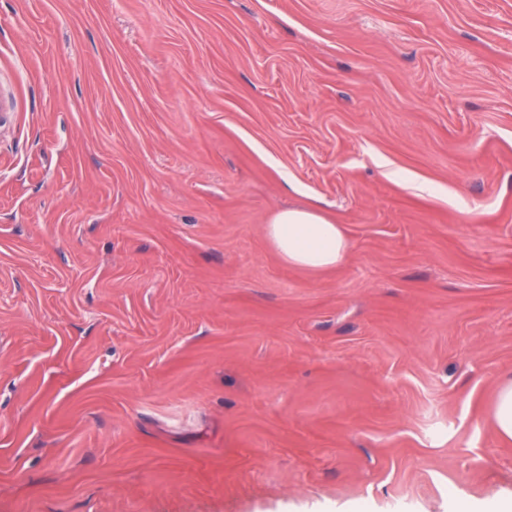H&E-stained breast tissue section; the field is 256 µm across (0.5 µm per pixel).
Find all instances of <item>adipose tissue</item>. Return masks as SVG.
I'll list each match as a JSON object with an SVG mask.
<instances>
[{
  "mask_svg": "<svg viewBox=\"0 0 512 512\" xmlns=\"http://www.w3.org/2000/svg\"><path fill=\"white\" fill-rule=\"evenodd\" d=\"M265 232L284 262L309 271L335 267L349 249L341 225L315 207L276 212L266 224Z\"/></svg>",
  "mask_w": 512,
  "mask_h": 512,
  "instance_id": "adipose-tissue-1",
  "label": "adipose tissue"
}]
</instances>
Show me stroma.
<instances>
[{"mask_svg":"<svg viewBox=\"0 0 512 512\" xmlns=\"http://www.w3.org/2000/svg\"><path fill=\"white\" fill-rule=\"evenodd\" d=\"M511 372L512 0H0V512H485ZM265 232L284 262L309 271L335 267L349 249L341 224H335L316 207L276 212ZM492 418L499 437L512 442V374L502 377L492 404Z\"/></svg>","mask_w":512,"mask_h":512,"instance_id":"35a3bbf8","label":"stroma"}]
</instances>
